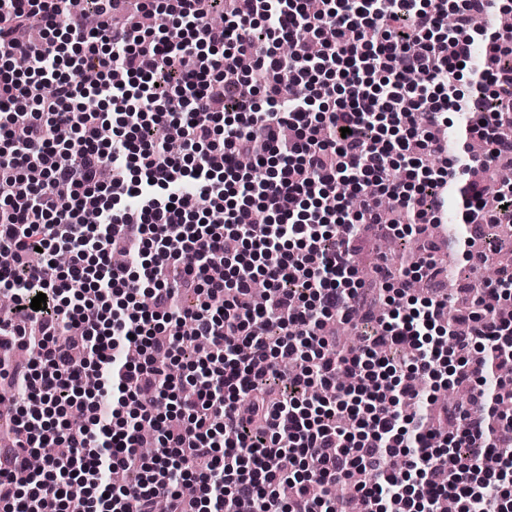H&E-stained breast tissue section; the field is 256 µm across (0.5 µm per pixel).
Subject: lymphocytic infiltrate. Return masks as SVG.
Segmentation results:
<instances>
[{
    "label": "lymphocytic infiltrate",
    "instance_id": "f902f5d3",
    "mask_svg": "<svg viewBox=\"0 0 512 512\" xmlns=\"http://www.w3.org/2000/svg\"><path fill=\"white\" fill-rule=\"evenodd\" d=\"M113 2L93 0L87 15L72 0H0V59L30 62L26 78L0 72V247L12 254L0 294L20 307L0 320V382L18 390L0 512H154L161 498L169 512H225L228 499L235 512H342L336 488L350 483L363 512H439L449 498L457 512H512V450L492 438L484 389L491 364H512V321L433 298L400 310L388 296L375 316L353 265L358 229L382 223L384 199L417 236L440 187L455 193L460 223L486 222L485 182L429 159L448 152L452 109L468 116L460 151L478 139L490 177L512 165L499 131L512 97L493 111L458 88L478 38L490 56L481 89L512 88V31L498 28L496 0H225L221 29L205 0H141L138 12L168 18L158 35L119 21ZM33 16L36 45L16 36ZM328 27L333 42L280 53L299 29ZM218 46L222 56L201 59ZM177 54L199 62L178 73L173 97L156 85ZM90 56L98 80L87 86L75 74ZM408 72L422 83L407 84ZM229 74L252 93L233 113ZM151 127L179 138L183 156ZM245 154L262 180L240 167ZM255 207L267 223L247 222ZM119 240L122 267L111 259ZM186 284L200 299L182 310ZM40 293L43 313L30 307ZM333 318L373 331L345 348L324 330ZM176 320L193 335H169ZM20 344L28 363L9 359ZM127 345L138 364L120 359ZM448 351L456 381L478 388L471 406L449 410L450 431L402 411L430 399ZM90 373L101 381L92 394ZM145 421L165 455H140Z\"/></svg>",
    "mask_w": 512,
    "mask_h": 512
}]
</instances>
